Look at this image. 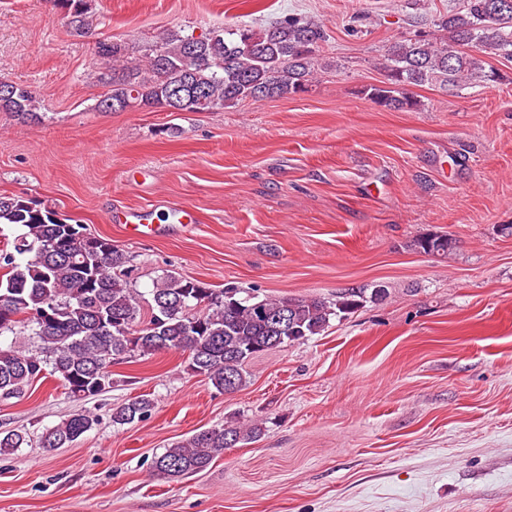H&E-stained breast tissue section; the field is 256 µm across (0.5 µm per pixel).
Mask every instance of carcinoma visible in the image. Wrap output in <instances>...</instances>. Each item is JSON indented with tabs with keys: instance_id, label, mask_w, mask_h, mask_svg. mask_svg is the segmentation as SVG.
I'll return each instance as SVG.
<instances>
[{
	"instance_id": "obj_1",
	"label": "carcinoma",
	"mask_w": 512,
	"mask_h": 512,
	"mask_svg": "<svg viewBox=\"0 0 512 512\" xmlns=\"http://www.w3.org/2000/svg\"><path fill=\"white\" fill-rule=\"evenodd\" d=\"M68 24L78 32L91 22L88 0H58ZM448 40L439 43L417 29L391 43L386 82L365 90L375 104L416 110L409 88L435 84L445 90L498 79L482 57L512 61V0H464L463 9L439 19ZM196 37L171 31L146 46L142 59L123 63L120 42L102 43L98 54L112 60L100 74L107 92L98 107L112 110L163 109L177 95L192 111L209 112L240 101L288 97L308 90L326 33L322 23L293 15L262 30L224 27ZM0 112L40 119V103L26 87L0 78ZM0 224L24 232L0 249V336H35L39 350L14 341L0 345V396L20 397L48 373L69 393L85 399L112 385V364L160 352L187 355V371L231 394L246 385L244 364L266 351L303 343L321 334L385 289L351 288L332 301L321 297L255 300L234 287L216 289L205 282L168 272L153 282L149 314L131 288L130 257L103 250L76 237L52 208L16 195H0ZM415 247L428 255L448 256L446 235H428ZM154 402L139 395L112 409V423L124 426L149 417ZM98 425L90 411L71 415L42 435L45 448H62ZM263 424L217 425L172 444L152 462L153 472L178 481L205 471L224 450L256 441ZM27 444L18 430L0 432V452Z\"/></svg>"
}]
</instances>
